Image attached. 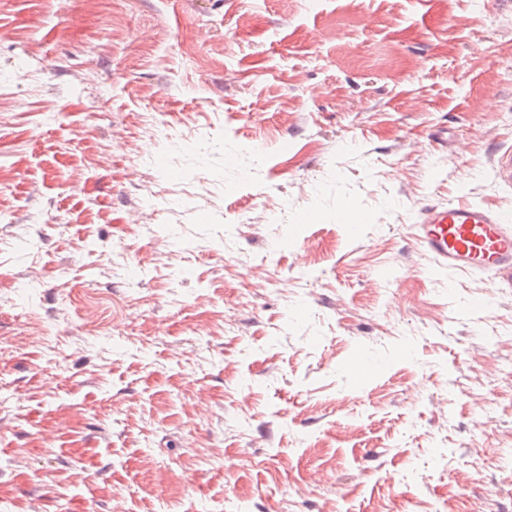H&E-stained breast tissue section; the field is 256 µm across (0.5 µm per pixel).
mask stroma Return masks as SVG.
Wrapping results in <instances>:
<instances>
[{
	"label": "stroma",
	"mask_w": 512,
	"mask_h": 512,
	"mask_svg": "<svg viewBox=\"0 0 512 512\" xmlns=\"http://www.w3.org/2000/svg\"><path fill=\"white\" fill-rule=\"evenodd\" d=\"M509 148L512 0H0V512H512ZM416 237L441 268L488 273L512 288V216L472 203L429 206L416 224Z\"/></svg>",
	"instance_id": "obj_1"
}]
</instances>
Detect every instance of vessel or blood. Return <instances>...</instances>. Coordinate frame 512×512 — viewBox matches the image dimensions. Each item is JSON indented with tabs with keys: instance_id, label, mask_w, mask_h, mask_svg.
I'll list each match as a JSON object with an SVG mask.
<instances>
[{
	"instance_id": "b4317fda",
	"label": "vessel or blood",
	"mask_w": 512,
	"mask_h": 512,
	"mask_svg": "<svg viewBox=\"0 0 512 512\" xmlns=\"http://www.w3.org/2000/svg\"><path fill=\"white\" fill-rule=\"evenodd\" d=\"M416 237L426 253L455 273H487L512 288V215L472 203L423 210Z\"/></svg>"
}]
</instances>
